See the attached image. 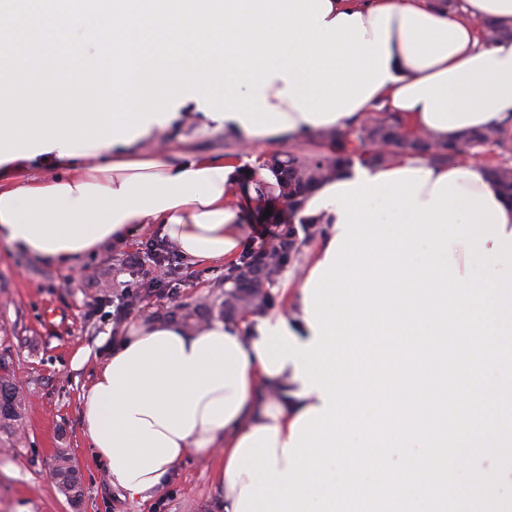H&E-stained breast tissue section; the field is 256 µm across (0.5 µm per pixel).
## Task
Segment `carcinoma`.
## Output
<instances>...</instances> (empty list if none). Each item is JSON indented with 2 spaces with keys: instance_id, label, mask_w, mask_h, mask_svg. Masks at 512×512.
Listing matches in <instances>:
<instances>
[{
  "instance_id": "carcinoma-1",
  "label": "carcinoma",
  "mask_w": 512,
  "mask_h": 512,
  "mask_svg": "<svg viewBox=\"0 0 512 512\" xmlns=\"http://www.w3.org/2000/svg\"><path fill=\"white\" fill-rule=\"evenodd\" d=\"M484 41L495 43L512 39V21L488 20L481 23ZM406 124L390 112H377L366 116L357 125L345 131L317 132L309 136L317 150L309 154L288 153L272 155L264 162L276 176L273 186L256 183L247 173H242L239 188L254 187L258 205L251 219L257 224H288V237L270 247L265 254L251 258L263 262L267 268L266 284L273 285L284 266L301 251L307 240L322 232L320 225L327 223L322 217L294 218L305 204L310 190L328 180L349 172L354 162L362 166L389 165L404 155H415L434 164H445L448 156H457L474 149L494 146L501 155L512 154V126L502 123L482 130L461 134L446 145L434 142L425 133H405ZM494 187L512 198V165L509 159L489 165ZM271 210L265 215V210ZM304 237H299V233ZM269 293L258 288H234L224 285V319L234 320L246 312L266 306ZM10 364L0 353V435L8 440L17 437L23 414L28 406L27 396L20 392L11 378ZM51 477L67 499L75 506L82 501L81 476L69 453L57 451Z\"/></svg>"
}]
</instances>
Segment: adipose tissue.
<instances>
[{
	"mask_svg": "<svg viewBox=\"0 0 512 512\" xmlns=\"http://www.w3.org/2000/svg\"><path fill=\"white\" fill-rule=\"evenodd\" d=\"M326 21L360 14L366 39L372 23L387 9L386 79L352 111L331 126L343 130L376 109L402 116L411 129L440 143L468 129L497 125L512 116V41L488 44L477 25L482 20H512V0H462L449 12L441 0H330ZM285 79L263 90L269 109L286 116L285 133L308 134L329 124L302 116L286 97ZM199 113L203 125L250 146L277 135V128L251 131L238 116L220 119L200 114L196 99L177 103L163 122L71 153L44 154L47 171L32 174V154L11 160L10 176L0 180V241L40 260L71 265L100 245L124 241L153 227L189 262L235 263L246 246L247 208L236 188L239 163L189 152L181 161L168 151L145 150L146 141L183 116ZM406 170L424 175L419 202L431 199L440 177L460 172L465 191L489 195L512 234V200L491 184L487 166L473 159L434 165L405 157L387 166L353 172L361 177ZM307 281L287 279L280 310L236 322L213 321L202 329L166 321L130 327L111 347L81 394V420L97 459L112 486L128 497L147 499L187 456L220 455L214 489L224 512H235L250 479L229 477L231 458L245 437L275 430V468L286 471L284 453L292 425L309 411H321L320 390H307L294 361L266 371L257 346L263 326H282L296 344L316 342L306 312Z\"/></svg>",
	"mask_w": 512,
	"mask_h": 512,
	"instance_id": "obj_1",
	"label": "adipose tissue"
}]
</instances>
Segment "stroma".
I'll use <instances>...</instances> for the list:
<instances>
[{"mask_svg":"<svg viewBox=\"0 0 512 512\" xmlns=\"http://www.w3.org/2000/svg\"><path fill=\"white\" fill-rule=\"evenodd\" d=\"M162 140L176 162L187 143L200 153L238 157L247 166L311 150L305 140L281 137L243 149L223 132L179 122ZM158 240L157 232L145 231L105 244L73 266L45 265L0 245V344L10 347L15 375L32 399L22 439L0 440V512H72L49 474L60 448L80 471L82 512H224L213 484L217 459L188 457L147 500L124 498L107 481L82 427L79 395L100 361L72 368L80 349L126 336L141 321L178 320L201 303L211 306V318L220 316L224 291L216 283L224 277L223 265L184 260L172 272V287L137 295L125 322L114 324V304L149 278L147 269L127 266L128 254Z\"/></svg>","mask_w":512,"mask_h":512,"instance_id":"obj_1","label":"stroma"}]
</instances>
